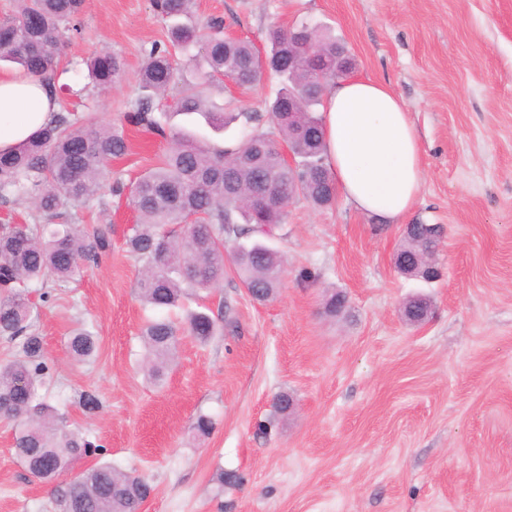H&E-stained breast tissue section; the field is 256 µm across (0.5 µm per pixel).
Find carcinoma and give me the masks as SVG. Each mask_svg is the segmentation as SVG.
Instances as JSON below:
<instances>
[{
  "mask_svg": "<svg viewBox=\"0 0 512 512\" xmlns=\"http://www.w3.org/2000/svg\"><path fill=\"white\" fill-rule=\"evenodd\" d=\"M17 9L0 18V60L14 63L34 76L56 64L62 48L79 33L75 19L83 0H15ZM196 0H153L167 23L170 45L154 43L144 51L139 93L127 119L146 132L171 139L173 146L159 163L129 190L136 224L126 238L128 252L141 264L136 283L141 301L153 308L176 305L181 298L211 291L224 278L226 259L252 300L272 299L283 273V259L270 241L285 223L287 207L304 197L314 207L336 203V186L326 163L321 118L316 116L327 83L314 71L338 79L354 68L336 37L308 25L305 42L319 48L310 60L304 46L288 57V31H268L264 55L248 41L224 40L215 26L202 32L190 23ZM197 49L207 80L257 79L262 71L275 74L280 87L265 101L271 129L255 130L232 146H210L167 124L158 101L178 83L175 53ZM125 63L115 53H100L88 64V77L101 90L123 78ZM171 112L199 115L215 130L244 119L249 112H215L203 87L186 86ZM293 152L297 167L288 169L281 145ZM128 150L121 131L110 124L80 122L58 113L54 123L22 148L0 154V199L24 197L37 212L57 215L70 202L89 201L104 188L106 165ZM408 248L396 265L405 275L430 282L438 278L424 257L437 253L441 237H430L422 225L405 228ZM112 249L107 228L64 224L48 229L41 224L0 225V337L20 339L19 354L0 363V416L16 422L18 460L39 481L53 486L57 512H141L151 487L134 473L98 463L58 484L57 478L90 454L93 443L66 428L65 417L39 394L47 365L43 341L32 330L31 284L67 282ZM223 318L210 308L191 312L178 326L166 318L151 321L142 334L149 376L163 380L179 336L207 341L224 329ZM71 357L86 361L97 354V339L81 330L67 343Z\"/></svg>",
  "mask_w": 512,
  "mask_h": 512,
  "instance_id": "carcinoma-1",
  "label": "carcinoma"
}]
</instances>
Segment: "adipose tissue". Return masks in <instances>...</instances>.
<instances>
[{"mask_svg": "<svg viewBox=\"0 0 512 512\" xmlns=\"http://www.w3.org/2000/svg\"><path fill=\"white\" fill-rule=\"evenodd\" d=\"M57 86L49 74L0 72V152L16 151L54 122ZM321 117L326 162L345 200L382 220H403L425 171L417 130L401 100L381 81L346 77L326 90Z\"/></svg>", "mask_w": 512, "mask_h": 512, "instance_id": "1", "label": "adipose tissue"}]
</instances>
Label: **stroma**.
Returning <instances> with one entry per match:
<instances>
[{
	"label": "stroma",
	"mask_w": 512,
	"mask_h": 512,
	"mask_svg": "<svg viewBox=\"0 0 512 512\" xmlns=\"http://www.w3.org/2000/svg\"><path fill=\"white\" fill-rule=\"evenodd\" d=\"M197 18L261 50L270 27L307 20L344 44L355 76L391 88L423 148L405 224L446 225L442 276L396 270L405 224L341 197L326 209L300 198L273 242L287 265L272 300L253 301L229 269L213 292L158 310L135 291L126 197L105 189L69 205L58 223L112 227L107 260L30 293L49 366L42 392L97 446L75 471L109 462L145 477L143 512H512V0H197ZM78 21L55 68L60 110L123 128L129 152L109 177L128 184L168 148L125 118L142 51L166 43V24L151 0H84ZM102 51L127 64L105 91L86 80V59ZM277 88L267 76L208 94L225 111L261 114ZM336 290L348 311L329 318L322 302ZM413 295L431 304L417 325L402 315ZM206 306L222 309L223 335L182 337L154 385L145 325ZM79 327L97 338L94 361L67 352ZM88 390L102 402L92 413L79 404ZM282 393L296 398L292 413L275 409ZM202 414L214 422L206 435L194 428ZM0 512H55L1 418Z\"/></svg>",
	"instance_id": "obj_1"
}]
</instances>
